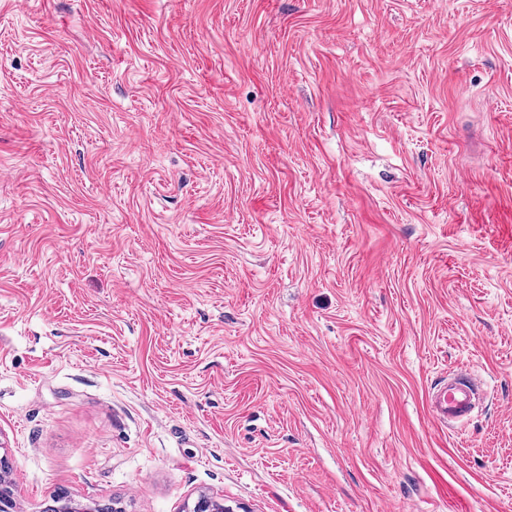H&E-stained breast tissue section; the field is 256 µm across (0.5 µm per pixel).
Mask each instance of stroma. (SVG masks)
Wrapping results in <instances>:
<instances>
[{
	"label": "stroma",
	"mask_w": 512,
	"mask_h": 512,
	"mask_svg": "<svg viewBox=\"0 0 512 512\" xmlns=\"http://www.w3.org/2000/svg\"><path fill=\"white\" fill-rule=\"evenodd\" d=\"M1 455L17 512H512V0H0ZM483 395L481 381L468 370H457L430 400L433 417L448 428L470 420Z\"/></svg>",
	"instance_id": "1"
}]
</instances>
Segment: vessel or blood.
Segmentation results:
<instances>
[{"instance_id":"vessel-or-blood-1","label":"vessel or blood","mask_w":512,"mask_h":512,"mask_svg":"<svg viewBox=\"0 0 512 512\" xmlns=\"http://www.w3.org/2000/svg\"><path fill=\"white\" fill-rule=\"evenodd\" d=\"M483 395L481 381L471 372L458 370L449 377L430 401L434 418L456 427L470 420Z\"/></svg>"}]
</instances>
